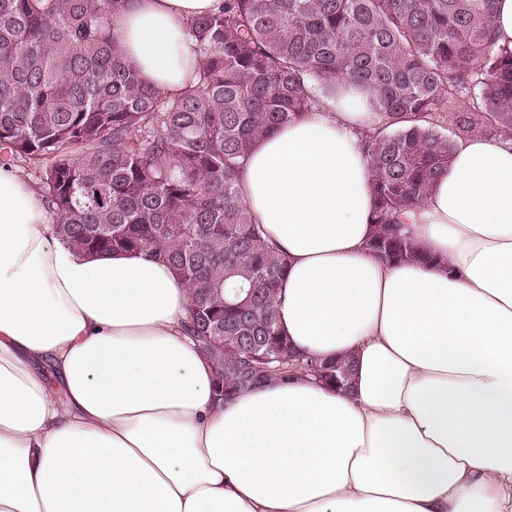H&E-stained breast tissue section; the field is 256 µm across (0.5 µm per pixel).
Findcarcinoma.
Instances as JSON below:
<instances>
[{
  "mask_svg": "<svg viewBox=\"0 0 512 512\" xmlns=\"http://www.w3.org/2000/svg\"><path fill=\"white\" fill-rule=\"evenodd\" d=\"M128 0H0V162L38 180L55 230L84 252H145L190 288L186 335L212 360L214 394L305 367L338 387L352 361L298 353L277 325L288 263L240 201L256 143L345 78L380 125L362 140L375 195L368 248L428 261L402 232L457 141L512 138V47L494 0H224L194 19L179 93L141 81L111 18Z\"/></svg>",
  "mask_w": 512,
  "mask_h": 512,
  "instance_id": "cac0c4a2",
  "label": "carcinoma"
}]
</instances>
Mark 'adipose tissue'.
<instances>
[{
	"mask_svg": "<svg viewBox=\"0 0 512 512\" xmlns=\"http://www.w3.org/2000/svg\"><path fill=\"white\" fill-rule=\"evenodd\" d=\"M221 0H130L112 29L141 80L190 78L192 19ZM370 94L341 79L264 137L241 201L288 258L276 311L296 350L350 356L213 395L189 288L142 252L83 253L0 165V512H512V140L458 141L403 231L368 248Z\"/></svg>",
	"mask_w": 512,
	"mask_h": 512,
	"instance_id": "obj_1",
	"label": "adipose tissue"
}]
</instances>
